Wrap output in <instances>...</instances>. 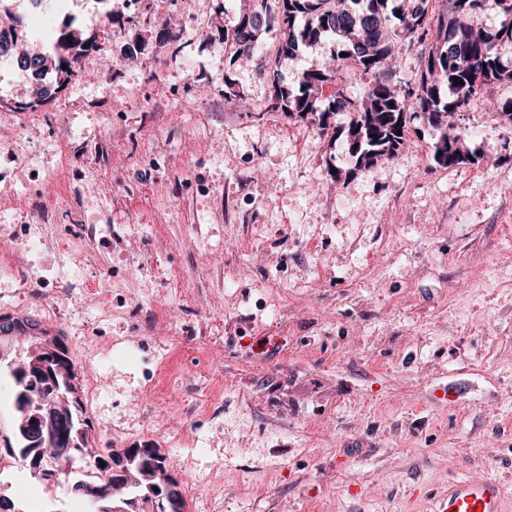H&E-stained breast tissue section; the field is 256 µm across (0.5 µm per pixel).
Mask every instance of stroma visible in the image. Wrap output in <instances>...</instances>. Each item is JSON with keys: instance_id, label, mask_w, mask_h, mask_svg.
<instances>
[{"instance_id": "obj_1", "label": "stroma", "mask_w": 512, "mask_h": 512, "mask_svg": "<svg viewBox=\"0 0 512 512\" xmlns=\"http://www.w3.org/2000/svg\"><path fill=\"white\" fill-rule=\"evenodd\" d=\"M251 4L154 0L146 22L141 0H9L0 27L39 50L66 14L105 50L27 112V72L0 62V316L62 336L78 388L98 370L96 446L162 448L187 512H432L486 477L512 512V83L455 117L474 163L438 166L419 116L363 169L347 113L271 111L275 32L245 64L213 42ZM13 412L5 381L0 494L83 512V461L37 482Z\"/></svg>"}]
</instances>
